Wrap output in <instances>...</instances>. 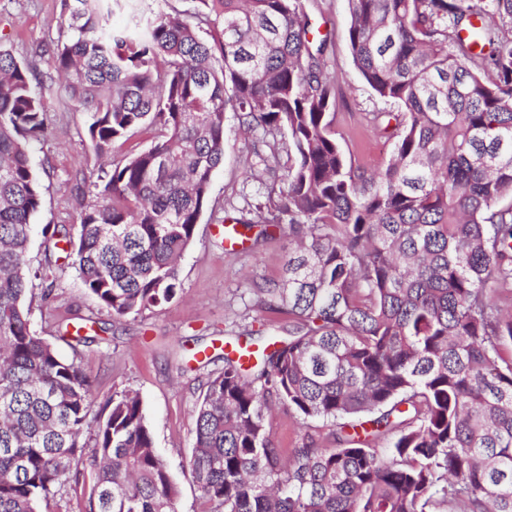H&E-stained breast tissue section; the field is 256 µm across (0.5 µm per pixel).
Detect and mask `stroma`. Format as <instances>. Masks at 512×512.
Segmentation results:
<instances>
[{"mask_svg": "<svg viewBox=\"0 0 512 512\" xmlns=\"http://www.w3.org/2000/svg\"><path fill=\"white\" fill-rule=\"evenodd\" d=\"M314 35L326 37L325 72L336 94L333 127L336 138L355 164L381 170L391 155V142L373 115L388 106L373 95L353 63L348 38L347 0H304ZM62 21L59 0H0V46L29 62L37 82L51 88L48 129L34 146L36 174L42 185L40 210L32 222L74 225L83 201L89 200L101 174V161L85 135V115L73 111L52 61L53 42ZM224 162L212 178L209 198L192 244L179 264L181 289L160 308L119 321L101 309L84 288L68 252L47 257L41 234L29 248L31 268L51 266L55 286L44 294L35 286L28 294L31 326L53 342L66 358H75L90 375L98 420L113 395L136 391L156 445L178 485V512H203L205 505L187 470L192 450L194 409L208 376L224 366V334L228 331L282 328L287 315L259 309L248 289L252 282L278 280L297 240L276 229L265 239L255 232L230 243L224 239L227 217L253 218L257 204L279 193L280 181L263 176L252 153L263 131L242 135L234 113L224 117ZM83 326L87 343L71 349L64 338L69 326ZM206 348L209 363L184 367L197 348ZM94 473L72 470L62 490L42 512H88Z\"/></svg>", "mask_w": 512, "mask_h": 512, "instance_id": "35a3bbf8", "label": "stroma"}]
</instances>
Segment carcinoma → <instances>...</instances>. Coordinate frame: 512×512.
I'll return each mask as SVG.
<instances>
[{
  "label": "carcinoma",
  "instance_id": "carcinoma-1",
  "mask_svg": "<svg viewBox=\"0 0 512 512\" xmlns=\"http://www.w3.org/2000/svg\"><path fill=\"white\" fill-rule=\"evenodd\" d=\"M130 0H60L55 71L99 155L138 130L82 205L73 247L84 287L117 319L174 300L213 173L224 114L285 140L284 181L260 224L301 235L285 279L255 281L288 338L224 354L195 408L189 470L209 512H512V0H348L354 65L396 112L370 173L338 143L327 40L303 0H193L181 13L112 15ZM50 105L0 48V512L41 503L84 462L89 375L30 327L26 259L42 204L32 143ZM302 420L283 450L269 416ZM89 512H176L178 487L138 394L104 406ZM152 135L151 131H141L126 141L121 140L115 143L110 151L111 158L119 160L126 154L148 146L152 140Z\"/></svg>",
  "mask_w": 512,
  "mask_h": 512
}]
</instances>
